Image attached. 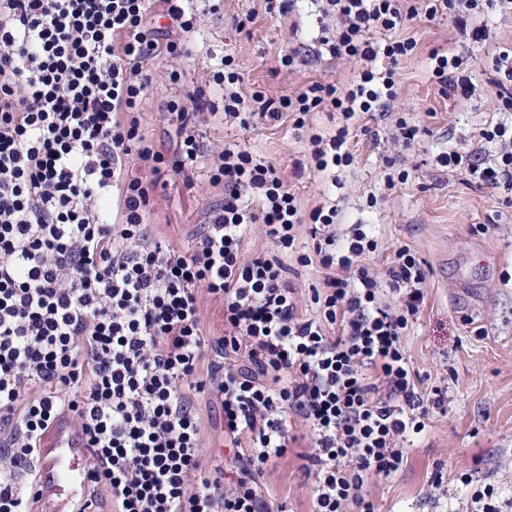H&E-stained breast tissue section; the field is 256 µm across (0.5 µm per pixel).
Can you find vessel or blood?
<instances>
[{"label":"vessel or blood","instance_id":"obj_1","mask_svg":"<svg viewBox=\"0 0 512 512\" xmlns=\"http://www.w3.org/2000/svg\"><path fill=\"white\" fill-rule=\"evenodd\" d=\"M86 457L85 443L72 431L69 419H57L36 463V489L46 512H83V492L88 483Z\"/></svg>","mask_w":512,"mask_h":512}]
</instances>
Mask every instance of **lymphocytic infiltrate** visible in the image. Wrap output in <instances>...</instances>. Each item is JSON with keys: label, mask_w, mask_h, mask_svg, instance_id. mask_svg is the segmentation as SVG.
<instances>
[{"label": "lymphocytic infiltrate", "mask_w": 512, "mask_h": 512, "mask_svg": "<svg viewBox=\"0 0 512 512\" xmlns=\"http://www.w3.org/2000/svg\"><path fill=\"white\" fill-rule=\"evenodd\" d=\"M318 51L367 62L356 84L314 82L276 98L243 95L232 58L212 74L225 119L303 130L325 109L345 120L309 138L306 168L351 165L349 120L385 111L397 97L396 67L414 39L408 21L448 16L457 32L487 41V17L512 0H321ZM170 18L175 30L155 26ZM198 0H0V512H34L33 475L42 434L70 415L91 454L90 495L112 512H270L261 478L296 443L287 414L309 431L312 512H375L366 487L404 464L402 445L426 429L418 374L403 338L425 301L426 274L398 247L384 276L360 263L378 243L364 225L336 230L339 208L302 212L272 163L245 147L206 145L214 116L195 88L168 104L180 142L155 150L141 133L151 83L147 62L187 52ZM383 32L374 40L372 32ZM442 97L467 98L464 59L430 51ZM479 150L442 152L441 166L489 184L512 183V125L479 132ZM496 145L481 166L480 149ZM136 158L141 175L126 173ZM222 187L190 247L157 237L154 197L172 177ZM269 249L244 259L252 225ZM312 253L295 254L301 226ZM319 264L311 313L299 305L298 267ZM398 296L391 307L385 293ZM224 307L225 364L203 377L205 302ZM215 393L224 445L237 475L207 456L197 398Z\"/></svg>", "instance_id": "obj_1"}]
</instances>
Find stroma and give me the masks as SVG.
<instances>
[{
	"label": "stroma",
	"mask_w": 512,
	"mask_h": 512,
	"mask_svg": "<svg viewBox=\"0 0 512 512\" xmlns=\"http://www.w3.org/2000/svg\"><path fill=\"white\" fill-rule=\"evenodd\" d=\"M248 15L252 23L238 29L237 21ZM294 23L300 27L293 47L301 63L289 73L279 70L277 57ZM489 25L490 40L477 46L458 36L445 16L398 30L399 38L415 39L418 48L398 67L393 109L366 114L356 123L350 140L354 162L335 175L309 171L295 178L293 164L308 147L289 125L257 122L244 130L225 124L219 114L204 128L207 143L237 141L276 164L303 210L335 197L342 209L341 232L354 224L374 225L378 248L362 263L375 274L384 275L402 245L424 262L425 302L403 342L419 376V394L430 406L428 426L407 445V460L394 477L369 482L378 512H478L470 487L460 480L464 473L472 474L475 484L493 485L500 512H512V185L490 186L465 171L448 173L435 166L442 149L471 152L479 129L503 119L493 59L512 49V11L491 14ZM318 26L311 0H298L292 17L281 19L265 14L262 0H220L191 35V56L148 63L152 83L144 104V137L156 150L173 153L177 123L168 113L169 101L207 84L227 56L234 58L246 94L260 89L276 97L312 81L350 85L358 63L314 59ZM450 47L470 62L472 98H443L429 80L430 50ZM174 70L181 74L176 85L168 80ZM401 116L425 128L419 144L405 148L394 140V123ZM387 157L409 173L407 182L390 189ZM223 197L222 187L207 180L188 187L173 177L157 192L152 221L173 245L191 244L196 225L206 222ZM437 386L448 390L438 406L432 402ZM305 465L300 449L292 448L268 468L263 482L272 504L310 512L313 478ZM437 472L443 483L435 488L430 481Z\"/></svg>",
	"instance_id": "stroma-1"
}]
</instances>
